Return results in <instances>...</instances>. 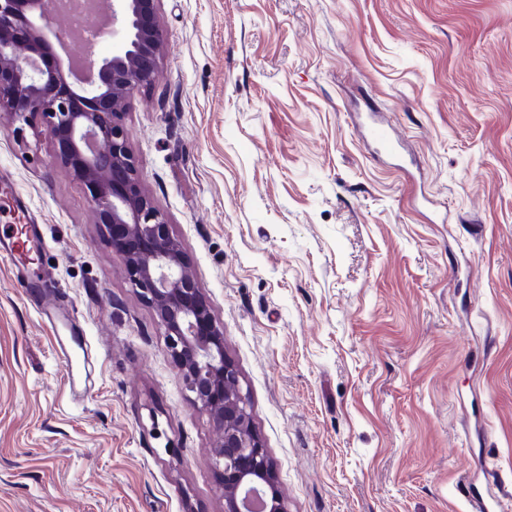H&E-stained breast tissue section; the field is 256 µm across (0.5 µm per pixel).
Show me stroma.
<instances>
[{
	"mask_svg": "<svg viewBox=\"0 0 512 512\" xmlns=\"http://www.w3.org/2000/svg\"><path fill=\"white\" fill-rule=\"evenodd\" d=\"M160 22L129 147L286 512L512 492V0H161ZM0 177L58 285L40 308L0 261V512H224L211 419L39 120L0 112Z\"/></svg>",
	"mask_w": 512,
	"mask_h": 512,
	"instance_id": "stroma-1",
	"label": "stroma"
}]
</instances>
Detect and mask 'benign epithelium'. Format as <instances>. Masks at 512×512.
Here are the masks:
<instances>
[{
    "instance_id": "obj_1",
    "label": "benign epithelium",
    "mask_w": 512,
    "mask_h": 512,
    "mask_svg": "<svg viewBox=\"0 0 512 512\" xmlns=\"http://www.w3.org/2000/svg\"><path fill=\"white\" fill-rule=\"evenodd\" d=\"M160 0H112L122 48L74 77L52 52L50 0H0V110L39 116L58 162L88 194L132 287L153 306L191 403L219 435L213 457L224 512H284L273 465L257 435L240 374L170 224L141 187L124 114L160 65Z\"/></svg>"
}]
</instances>
